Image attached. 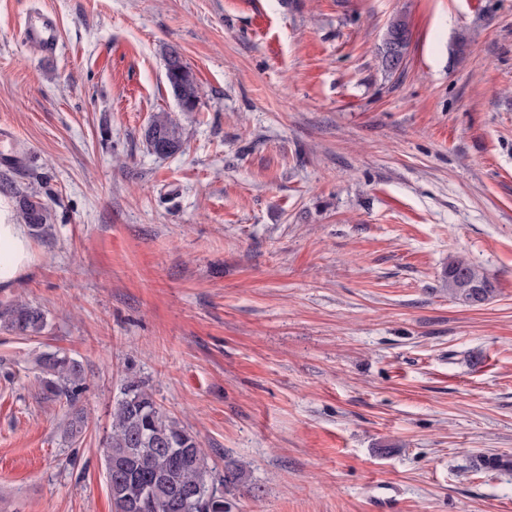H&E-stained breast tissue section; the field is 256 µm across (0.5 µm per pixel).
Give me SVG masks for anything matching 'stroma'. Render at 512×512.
I'll list each match as a JSON object with an SVG mask.
<instances>
[{
	"label": "stroma",
	"mask_w": 512,
	"mask_h": 512,
	"mask_svg": "<svg viewBox=\"0 0 512 512\" xmlns=\"http://www.w3.org/2000/svg\"><path fill=\"white\" fill-rule=\"evenodd\" d=\"M32 10L56 52L21 41ZM1 173L53 226L0 290L47 319L0 328V512H114L129 377L246 468L231 512H512V473L471 466L512 456V0H0ZM453 256L490 301L449 298ZM55 349L86 368L74 441L38 381ZM409 39L410 31L405 21L397 19L390 24L381 56V63L386 71L392 73L400 69ZM176 48H169L166 52V79L173 97L182 110L181 104L185 112H194L200 103V88L197 78L190 68L184 62L182 57L172 60L169 55ZM145 140L151 151L161 156L180 152L184 144L181 127L164 112L153 116Z\"/></svg>",
	"instance_id": "35a3bbf8"
}]
</instances>
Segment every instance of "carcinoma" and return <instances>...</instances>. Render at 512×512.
Returning a JSON list of instances; mask_svg holds the SVG:
<instances>
[{"label": "carcinoma", "instance_id": "1", "mask_svg": "<svg viewBox=\"0 0 512 512\" xmlns=\"http://www.w3.org/2000/svg\"><path fill=\"white\" fill-rule=\"evenodd\" d=\"M409 39L405 21L397 19L390 24L381 56L387 71L400 69ZM166 79L184 111H196L200 88L190 66L181 58L166 59ZM145 140L151 151L161 156L180 152L184 144L181 127L164 112L153 116ZM13 194L23 223L35 232L51 226L48 207L17 187ZM443 279L449 297L468 307L484 305L496 292L490 278L462 258L448 259ZM46 325L44 311L28 302L0 309V326L19 336H37ZM38 366L44 397L67 403L65 434L71 439L80 436L86 422V412L78 405L86 380L82 361L58 350L41 354ZM104 464L115 512H229L231 497L243 489L255 490L242 465H227L224 473H214L196 435L163 412L145 382L134 378L124 383L112 408ZM472 466L512 472V458L481 454L474 457ZM190 486L199 492L187 499L184 491Z\"/></svg>", "mask_w": 512, "mask_h": 512}]
</instances>
